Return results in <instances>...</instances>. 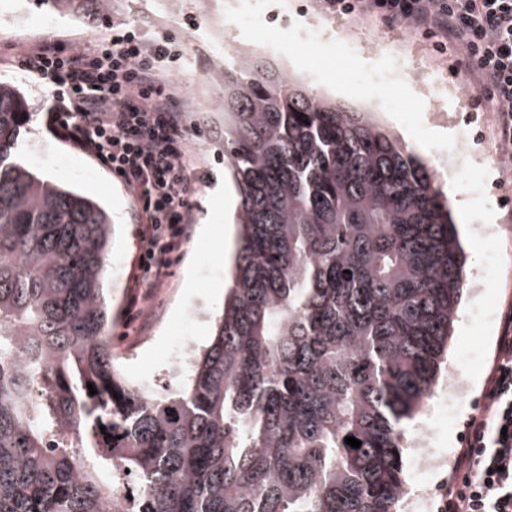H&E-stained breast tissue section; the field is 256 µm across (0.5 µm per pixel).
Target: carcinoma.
Wrapping results in <instances>:
<instances>
[{
    "label": "carcinoma",
    "instance_id": "obj_1",
    "mask_svg": "<svg viewBox=\"0 0 512 512\" xmlns=\"http://www.w3.org/2000/svg\"><path fill=\"white\" fill-rule=\"evenodd\" d=\"M27 112L0 80V512H400L465 284L437 171L262 60L224 68L238 247L209 343L146 398L113 362L112 214L24 163Z\"/></svg>",
    "mask_w": 512,
    "mask_h": 512
}]
</instances>
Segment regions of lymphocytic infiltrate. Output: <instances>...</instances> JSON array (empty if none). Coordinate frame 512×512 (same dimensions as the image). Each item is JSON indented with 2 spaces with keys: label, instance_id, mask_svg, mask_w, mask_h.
<instances>
[{
  "label": "lymphocytic infiltrate",
  "instance_id": "f902f5d3",
  "mask_svg": "<svg viewBox=\"0 0 512 512\" xmlns=\"http://www.w3.org/2000/svg\"><path fill=\"white\" fill-rule=\"evenodd\" d=\"M331 15L397 21L461 47L471 81L491 103L498 142L512 144V0H321ZM179 55L165 30L138 27L84 49L43 43L17 66L52 92L48 123L130 191L143 222L137 287L156 288L187 240L195 205L186 185L188 127L163 74ZM437 512H512V308L488 376L485 402L444 483Z\"/></svg>",
  "mask_w": 512,
  "mask_h": 512
}]
</instances>
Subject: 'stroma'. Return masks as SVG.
I'll return each instance as SVG.
<instances>
[{"label": "stroma", "instance_id": "stroma-1", "mask_svg": "<svg viewBox=\"0 0 512 512\" xmlns=\"http://www.w3.org/2000/svg\"><path fill=\"white\" fill-rule=\"evenodd\" d=\"M171 18L160 22L157 0H75L64 13L45 9L40 0H0V15L21 8L38 20L37 29L0 26V78L17 85L28 97L30 116L21 134L23 155L36 170L74 185L102 202L115 222L107 276L112 285V355L117 372L128 382L152 378L161 388L174 387L165 374L166 355L173 337L185 336L200 348L207 344L212 317L224 302V283L235 253L237 230L229 217L234 210L232 182L224 172V81L216 72L224 66L204 38L211 15L206 0H167ZM269 0H238L233 18L224 24V44L249 49L251 57L272 67L288 68L309 90L335 97L354 108L380 103L376 120L411 144L423 138L431 143L423 158L439 154L460 156V177H445L452 201H465L466 214H454L458 224H483L493 235H472L465 244L468 285L446 360L440 388L448 377L461 372L473 378L464 401L452 418L440 417L434 402H427L413 429L431 434V445L445 463L434 474L418 473L412 457H405L408 491L401 512H437L438 486L450 471L449 459L463 446L465 423L473 407L484 399V384L492 364L500 319L512 306V220L502 205L512 199V186L500 185L501 165L512 152L497 146L491 136L492 115L475 109L478 91L473 87L461 49L454 44L437 48L424 31L396 21L323 13L319 0H288L285 22L264 24L258 17L269 10ZM319 16L320 32L304 38L303 22ZM128 22L150 33L165 28L179 42L183 56L174 62L166 79L177 92L176 104L194 127L187 143L192 159L187 189L197 204L192 233L181 252L171 258L170 276L158 288L135 287L139 273L140 231L129 191L84 152L54 134L47 123L52 103L49 90L36 85L12 65L15 54L35 43L54 42L62 47L94 44L112 35V26ZM375 54V68L399 62L406 77L393 84H376L372 69L360 63ZM431 72L444 79L455 96L436 98L422 93L416 75ZM452 129L449 141L432 139L438 129ZM469 132L468 143L458 135ZM212 234H203L206 222ZM199 308L204 317L191 322L187 312ZM489 317L476 322L478 309Z\"/></svg>", "mask_w": 512, "mask_h": 512}]
</instances>
